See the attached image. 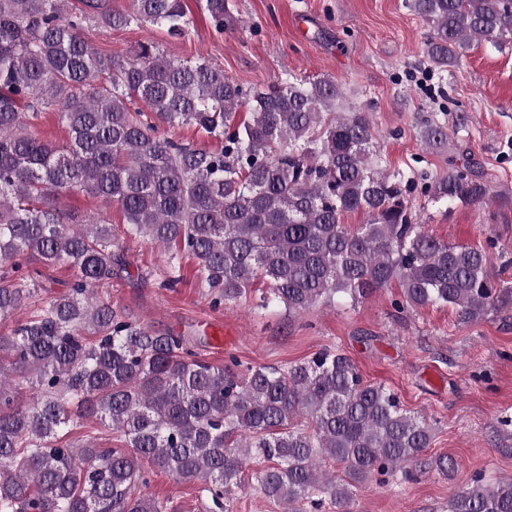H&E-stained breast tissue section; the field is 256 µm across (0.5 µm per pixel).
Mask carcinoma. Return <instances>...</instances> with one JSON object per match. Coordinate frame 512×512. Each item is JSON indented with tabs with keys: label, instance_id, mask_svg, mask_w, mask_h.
<instances>
[{
	"label": "carcinoma",
	"instance_id": "1",
	"mask_svg": "<svg viewBox=\"0 0 512 512\" xmlns=\"http://www.w3.org/2000/svg\"><path fill=\"white\" fill-rule=\"evenodd\" d=\"M0 0V319L35 296L29 262L66 265V294L0 334V512H173L141 492L154 472L198 483L208 512L224 508L254 456L269 500L324 503L352 512L355 485L435 471L432 429L394 392L368 383L351 358L324 350L286 369L198 358L180 333H154L101 295L112 280L115 228L71 224L51 197L78 189L122 210L124 235L169 251L168 278L184 255L214 307L267 283L265 306L304 313L336 295L357 305L393 282L397 310L451 307L468 325L512 309L487 246L450 244L416 222L407 195L478 209L492 188L468 162L407 180L383 170L372 113L333 112L330 79L286 75L246 90L205 59H173L156 43L101 57L87 36L149 24L183 38L184 0ZM430 24L424 54L457 65L474 41L512 47V0H405ZM215 32L234 26L228 0H205ZM246 102L249 116L237 121ZM54 107L64 144L34 131ZM192 126L221 149L190 147L160 128ZM425 145L448 139L425 122ZM368 220L351 230L348 212ZM120 433L124 447L70 439L77 420ZM341 468L335 475L325 463ZM448 512H512V477L475 474L448 497Z\"/></svg>",
	"mask_w": 512,
	"mask_h": 512
}]
</instances>
